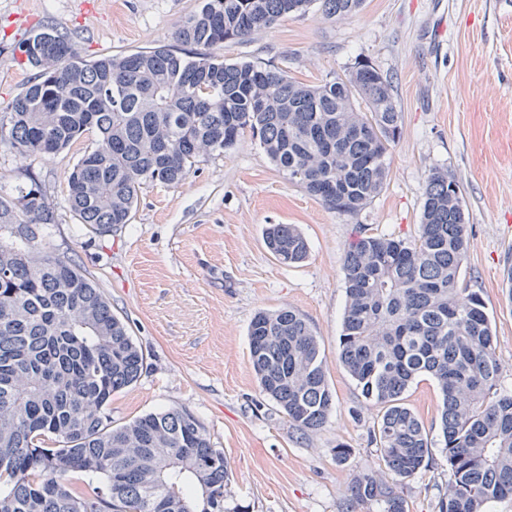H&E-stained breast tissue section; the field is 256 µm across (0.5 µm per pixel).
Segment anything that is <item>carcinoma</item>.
I'll return each mask as SVG.
<instances>
[{
	"mask_svg": "<svg viewBox=\"0 0 512 512\" xmlns=\"http://www.w3.org/2000/svg\"><path fill=\"white\" fill-rule=\"evenodd\" d=\"M313 0H202L174 44L87 60L52 26L17 45L33 80L0 114V138L23 158H50L96 134L68 173V203L94 234L131 223L141 185L176 187L198 159L246 135L328 209L357 214L382 191L402 112L389 79L367 62L319 85L282 69L224 61L242 41ZM332 17L363 0H320ZM52 32L54 39L43 35ZM54 223L40 182L0 188V512H246L226 505L228 466L199 421L176 409L112 425V395L140 377L146 356L99 288L68 259L38 250ZM463 195L444 168L427 176L411 239L356 231L343 259L346 305L338 355L362 397L385 466L402 479L429 464L432 441L403 403L419 377L440 392L448 491L438 512H485L512 499V392L480 292L461 284L468 249ZM265 245L284 265L308 244L270 224ZM261 392L293 428L324 426L334 405L323 353L306 318L260 311L249 329ZM99 479L88 492L71 475ZM356 505L406 512L373 473L351 486Z\"/></svg>",
	"mask_w": 512,
	"mask_h": 512,
	"instance_id": "obj_1",
	"label": "carcinoma"
}]
</instances>
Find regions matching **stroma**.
Listing matches in <instances>:
<instances>
[{
  "mask_svg": "<svg viewBox=\"0 0 512 512\" xmlns=\"http://www.w3.org/2000/svg\"><path fill=\"white\" fill-rule=\"evenodd\" d=\"M199 0H0V113L33 75L12 52L38 25L72 38L84 58L169 44ZM228 62L282 68L319 83L366 61L390 77L403 133L389 175L360 213L327 209L291 182L246 137L203 156L178 187L147 183L131 224L77 234L66 175L89 150L82 137L48 158H21L0 141V185L39 178L56 222L40 246L68 258L97 284L146 356L136 383L112 396V421L167 409L191 413L228 462L230 501L248 512H378L352 506L350 486L373 471L406 501L437 512L448 464L434 446L426 470L389 471L373 437L379 408L361 397L337 359L345 302V249L356 227L413 238L426 179L442 167L460 184L470 238L461 278L479 290L495 328L498 387L512 391V304L502 293L512 264V0H364L345 18L319 5L239 43ZM270 224H294L308 243L299 264L279 263L263 242ZM293 308L324 353L335 405L324 427L301 432L261 393L250 363L248 324L260 309ZM404 401L425 427L438 425L432 379ZM352 453L336 459V447Z\"/></svg>",
  "mask_w": 512,
  "mask_h": 512,
  "instance_id": "obj_1",
  "label": "stroma"
}]
</instances>
